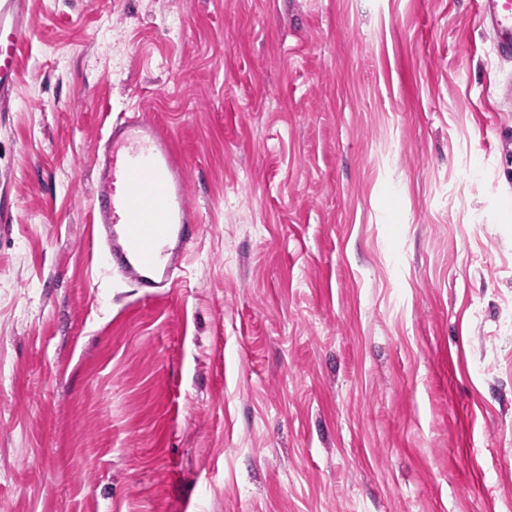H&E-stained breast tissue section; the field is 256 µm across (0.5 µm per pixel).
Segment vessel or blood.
I'll return each instance as SVG.
<instances>
[{"label": "vessel or blood", "mask_w": 512, "mask_h": 512, "mask_svg": "<svg viewBox=\"0 0 512 512\" xmlns=\"http://www.w3.org/2000/svg\"><path fill=\"white\" fill-rule=\"evenodd\" d=\"M489 50L512 61V0H476ZM28 25L26 0H0V112L18 84ZM91 163L95 184L90 236L104 269L155 297L183 270L202 216L188 194L186 161L161 123L136 111L108 123Z\"/></svg>", "instance_id": "1"}]
</instances>
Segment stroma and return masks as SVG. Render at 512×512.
<instances>
[{
	"label": "stroma",
	"mask_w": 512,
	"mask_h": 512,
	"mask_svg": "<svg viewBox=\"0 0 512 512\" xmlns=\"http://www.w3.org/2000/svg\"><path fill=\"white\" fill-rule=\"evenodd\" d=\"M0 114V512H512V108L476 0H29ZM140 107L202 234L88 236Z\"/></svg>",
	"instance_id": "1"
}]
</instances>
